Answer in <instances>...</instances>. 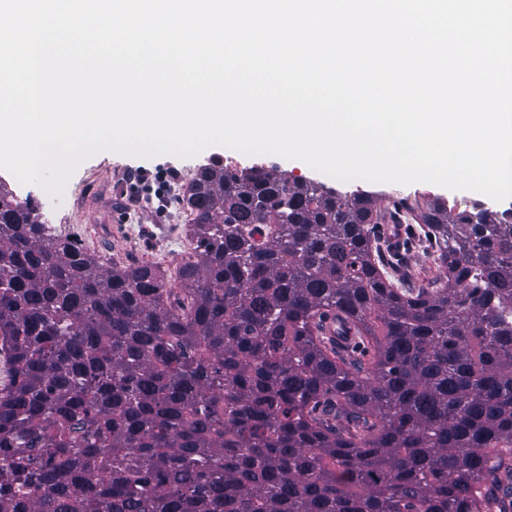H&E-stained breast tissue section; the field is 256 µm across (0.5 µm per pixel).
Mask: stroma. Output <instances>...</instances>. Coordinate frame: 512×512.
I'll return each instance as SVG.
<instances>
[{"instance_id":"stroma-1","label":"stroma","mask_w":512,"mask_h":512,"mask_svg":"<svg viewBox=\"0 0 512 512\" xmlns=\"http://www.w3.org/2000/svg\"><path fill=\"white\" fill-rule=\"evenodd\" d=\"M223 156L224 150L218 145L209 152L191 158L169 154L139 158L117 152H100L83 161L70 179L71 186L77 189L76 203L49 197L36 186L30 187L29 198L37 212L59 207L67 210V223L90 225L93 239L86 250L91 254L110 258L117 234L130 232L137 241L142 261L159 266L176 265L180 262L179 255L161 252L160 247L168 225L174 223L182 206L172 188L164 185L163 178L170 169L193 171L199 165ZM239 163L244 168L257 165L292 179L313 181L342 193L371 194L416 209L440 200L457 209L485 207L497 211L512 210V198L498 202L478 192L452 191L429 183L408 186L369 181L355 185L342 183L311 169L301 161L277 155L243 156ZM135 168L145 169L148 179L132 187L126 183L124 175ZM131 192L141 198V205L130 204L127 195Z\"/></svg>"}]
</instances>
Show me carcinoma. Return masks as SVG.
Instances as JSON below:
<instances>
[{
  "label": "carcinoma",
  "mask_w": 512,
  "mask_h": 512,
  "mask_svg": "<svg viewBox=\"0 0 512 512\" xmlns=\"http://www.w3.org/2000/svg\"><path fill=\"white\" fill-rule=\"evenodd\" d=\"M181 203L174 301L0 190V512H512V213L428 204L407 288L373 196L209 163ZM422 248L407 250L405 246L402 250H395L394 254L398 257L395 258L394 267L396 274L399 277L411 276V282L416 285L424 284L425 281L438 275L439 269L433 262L432 258L420 262L422 265L414 263L416 252L421 251ZM425 263V264H424Z\"/></svg>",
  "instance_id": "1"
}]
</instances>
